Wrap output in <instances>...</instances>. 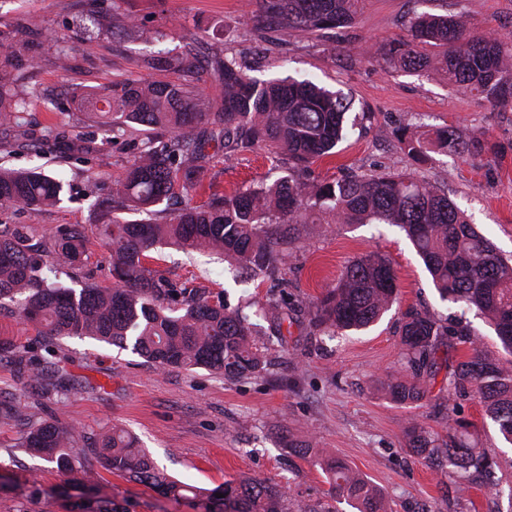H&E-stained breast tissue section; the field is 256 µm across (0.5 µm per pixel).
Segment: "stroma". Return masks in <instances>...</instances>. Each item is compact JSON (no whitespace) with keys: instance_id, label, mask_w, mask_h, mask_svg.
Wrapping results in <instances>:
<instances>
[{"instance_id":"1","label":"stroma","mask_w":512,"mask_h":512,"mask_svg":"<svg viewBox=\"0 0 512 512\" xmlns=\"http://www.w3.org/2000/svg\"><path fill=\"white\" fill-rule=\"evenodd\" d=\"M445 11L465 14L472 33L493 28L502 38H512V0H362L350 27L314 33L285 29L276 44L256 36L258 0H0V42L26 23L62 40L68 54L64 69L44 52L26 67V82L37 90L27 106L26 135L11 152L0 154V165L60 171L71 185L58 206L19 207L0 215V222L30 225L36 240L46 245L59 226L80 225L87 238L85 255L62 281L75 289L111 287L109 252L99 234L104 189L123 174L147 134L138 130L113 140L111 132L91 126L73 97L131 76L181 81V74L148 67V59L159 54L189 52L202 67L207 58L224 54L251 66L256 77L308 78L351 98L359 122L335 157L314 165L318 179H335L346 167L361 174L412 173L444 189L503 257L512 259V108L492 106L479 94L448 86L438 73L394 71L369 56L405 37L414 14ZM93 12L121 14L137 32L119 38L103 29L87 37L78 23ZM200 87L211 98L221 96L204 67ZM405 125L484 132L492 157L465 162L437 154L427 163H414L396 149L394 131ZM48 129L89 136L92 149L71 155L32 150L29 139ZM208 152L202 186L176 188L174 202L202 205L288 173L287 165L271 167L255 152L227 154L213 145ZM368 252L387 256L395 270L399 292L389 311L365 330L314 338L306 315L294 312L286 343L267 341L269 365L258 377L230 380L205 368L159 369L132 350L89 338L43 340L34 323L2 314L0 343L26 348L37 361L65 374L70 389L47 399L4 357L0 403L18 409L22 417L78 425L93 437L106 427L123 426L170 476L199 487L260 478L283 486L290 500L317 506L319 512H353L330 495L316 458L303 459L286 448L282 433L287 430L299 438L313 437L360 472L383 493L392 512H512V445L474 394L435 390L419 405L404 406L384 390L391 378L406 373L400 328L413 307L441 324L459 321L478 331L475 344L449 349L450 360L466 359L475 350L493 361L507 356L493 327L440 299L398 228L301 225L295 245L281 260L290 302L314 301L335 285L351 260ZM147 265L158 276L203 289L231 308L266 302L270 294L268 283L234 279L224 269L223 256L208 250H154ZM457 418L471 423L480 448L495 461L492 487H465L447 468L430 467L407 448L409 426L420 425L443 439ZM21 419L0 418V482L7 485L0 492V512H65L66 497L79 494L82 486L55 465L17 448ZM35 486L39 495L25 498L24 489ZM94 492L124 502L128 512H193L188 504L105 470Z\"/></svg>"}]
</instances>
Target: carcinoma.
I'll return each instance as SVG.
<instances>
[{
  "label": "carcinoma",
  "mask_w": 512,
  "mask_h": 512,
  "mask_svg": "<svg viewBox=\"0 0 512 512\" xmlns=\"http://www.w3.org/2000/svg\"><path fill=\"white\" fill-rule=\"evenodd\" d=\"M360 0H261L259 32L343 29L353 24ZM410 39L390 46L383 61L391 69L442 72L448 85L475 91L489 101L512 105V44L496 33L472 36L458 14L421 13L408 22ZM0 61V127L20 132L26 123L25 98L18 87L23 66L34 62L33 41L23 24L14 32ZM152 65L190 77L196 65L186 55H168ZM224 87L215 105L191 82L175 84L145 78L114 82L101 93L76 101L86 117L112 132L128 135L133 125L159 133L148 138L109 188L112 217L101 225L110 250L112 287L80 290L58 280L61 264L75 265L86 236L77 225L58 228L47 248L30 245L31 227L0 228V312H17L41 326L43 336L89 337L132 350L160 368H208L229 379L258 377L266 369L257 337L265 334L240 309L212 304L201 290L177 288L154 277L146 266L149 252L166 245L184 251L208 247L224 255L231 268L254 280L273 278L281 253L294 239L297 224H390L400 228L426 266L443 301L475 310L494 326L512 354V264L480 235L439 186L412 175L349 173L332 181L311 177L312 166L336 154L347 137L346 114L352 102L339 92L308 79H260L229 57L206 61ZM397 147L415 162L431 154L466 159L486 156L482 132L463 133L444 126L431 137L409 128L397 131ZM224 144L229 151L265 150L267 159L288 160V175L272 184L253 183L205 205H188L163 218L159 205L179 183L201 184L208 160L206 146ZM67 183L36 170L0 166V213L13 207L55 206ZM122 212L150 218L128 221ZM398 294L389 260L369 253L345 268L336 286L308 307L310 324L328 335L360 330L389 310ZM268 331L286 338L292 323L288 301H270L263 310ZM412 380L392 378L391 398L416 405L429 394L441 370L448 391L474 392L486 415L512 443V362L489 361L478 351L455 365L438 357L441 338L474 344L466 325H442L428 313L412 309L401 327ZM20 375L50 397L67 391L62 377L37 367L26 349L4 344ZM462 419L455 434L440 441L414 425L408 447L428 462L448 465L486 483L495 462L478 448ZM19 447L68 474L91 477L89 456L118 476L151 487L173 500H186L199 512H318L310 506L285 507L286 493L257 480H226L213 488L179 483L160 471L125 429L114 426L92 439L72 425L25 421ZM330 494L357 512H391L384 495L337 457L321 461ZM223 497L218 498L216 494ZM70 512H128L113 498H80Z\"/></svg>",
  "instance_id": "cac0c4a2"
}]
</instances>
